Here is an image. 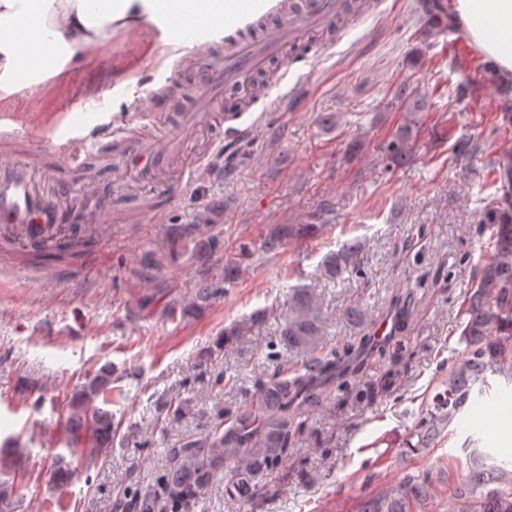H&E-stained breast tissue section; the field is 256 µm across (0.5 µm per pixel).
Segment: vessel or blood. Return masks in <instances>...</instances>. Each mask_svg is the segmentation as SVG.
<instances>
[{"label": "vessel or blood", "mask_w": 512, "mask_h": 512, "mask_svg": "<svg viewBox=\"0 0 512 512\" xmlns=\"http://www.w3.org/2000/svg\"><path fill=\"white\" fill-rule=\"evenodd\" d=\"M222 19H199L185 28L144 15L138 26L157 45L173 72L191 74L207 97L197 116L199 128L214 121L215 102L236 98V122L224 129L235 139L256 131L264 117L252 111L253 85L272 59L295 48L309 61L312 32L335 30L338 21L360 22L362 0H208ZM152 134L132 123L99 131L93 141L57 138L44 144L14 118L0 123V253L33 262L38 249L76 244L82 269H91L112 232L115 202L122 192V169H138L152 193L136 199L131 210L146 221L160 209L158 192L182 196L194 179L193 167L170 169L181 138L167 126V115L152 114Z\"/></svg>", "instance_id": "obj_1"}]
</instances>
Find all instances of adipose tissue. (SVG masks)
<instances>
[{
	"instance_id": "1",
	"label": "adipose tissue",
	"mask_w": 512,
	"mask_h": 512,
	"mask_svg": "<svg viewBox=\"0 0 512 512\" xmlns=\"http://www.w3.org/2000/svg\"><path fill=\"white\" fill-rule=\"evenodd\" d=\"M141 0H0V86L23 90L80 65L112 36V8ZM462 36L496 75L512 78V0H448Z\"/></svg>"
}]
</instances>
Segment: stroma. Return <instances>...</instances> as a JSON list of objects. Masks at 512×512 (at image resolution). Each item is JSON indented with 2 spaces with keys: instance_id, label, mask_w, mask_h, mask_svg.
I'll list each match as a JSON object with an SVG mask.
<instances>
[{
  "instance_id": "35a3bbf8",
  "label": "stroma",
  "mask_w": 512,
  "mask_h": 512,
  "mask_svg": "<svg viewBox=\"0 0 512 512\" xmlns=\"http://www.w3.org/2000/svg\"><path fill=\"white\" fill-rule=\"evenodd\" d=\"M379 2V13L345 29L314 72L296 70L287 56L273 61L288 81L256 83L258 102L276 106L262 129L224 144L220 158L148 223L113 225L90 271L47 278L0 256V441L17 437L25 448L13 474L20 512H113L128 493L156 483L170 449L222 422L261 373L278 363L300 365L278 334L289 290L307 285L317 289L328 346L339 348L364 334L343 320L346 306L360 305L378 322L403 283H429L406 331L383 341L382 351L365 352L348 387L332 386L323 409L305 415L287 459L256 476L253 502L229 500L219 476L197 512H356L365 497L426 468L438 475L426 510L448 512L452 487L464 476L457 460L467 437L512 461V384L500 375L437 443L413 453L405 447L464 351L458 325L471 269L491 253L481 217L503 195L489 162L512 153V123L499 110L498 77L473 47L448 21L424 26L432 0ZM158 58L141 34L123 32L32 92L0 90V104L25 114L37 93L41 117L30 126L47 139L144 123L153 86L122 97L112 86L127 62L145 69ZM404 82L426 95V111L412 116L397 103ZM90 85L97 93L89 97L83 90ZM326 113L335 115V127L321 124ZM412 117L420 124L415 154L393 165L385 147ZM357 139L362 151L348 157ZM281 224L320 230L260 254V240ZM209 238L218 247L203 265L193 248ZM354 239L363 245L359 269L334 280L321 275L324 258ZM229 260L242 272L223 295L188 316L165 313L168 302L191 299L200 275L219 278ZM268 306L273 314L244 347L208 357L225 326ZM107 365V407L122 426L110 451L93 459L68 445V403ZM391 371L395 384L381 389ZM181 401L184 416L169 420V406ZM61 455L77 472L65 488L50 480Z\"/></svg>"
}]
</instances>
